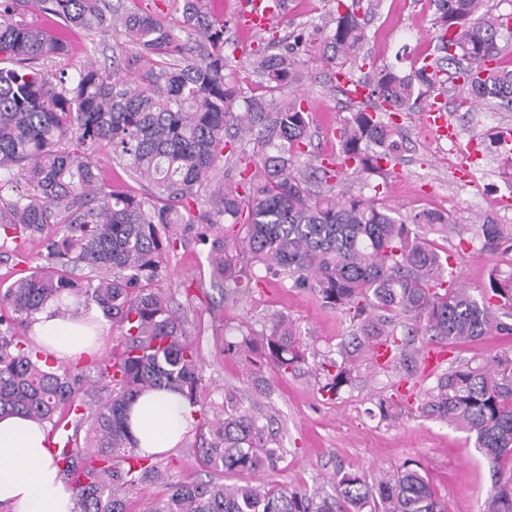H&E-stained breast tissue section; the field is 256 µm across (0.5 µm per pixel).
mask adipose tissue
<instances>
[{
    "label": "adipose tissue",
    "mask_w": 512,
    "mask_h": 512,
    "mask_svg": "<svg viewBox=\"0 0 512 512\" xmlns=\"http://www.w3.org/2000/svg\"><path fill=\"white\" fill-rule=\"evenodd\" d=\"M99 328L55 315L53 308L38 314L33 335L46 352L75 359L96 347ZM194 426L192 410L178 394L154 390L139 397L131 432L143 454L175 447ZM0 505L10 512H73L69 488L53 466L47 430L21 414L0 418Z\"/></svg>",
    "instance_id": "obj_1"
}]
</instances>
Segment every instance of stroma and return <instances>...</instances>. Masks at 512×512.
I'll list each match as a JSON object with an SVG mask.
<instances>
[{
	"label": "stroma",
	"instance_id": "35a3bbf8",
	"mask_svg": "<svg viewBox=\"0 0 512 512\" xmlns=\"http://www.w3.org/2000/svg\"><path fill=\"white\" fill-rule=\"evenodd\" d=\"M240 0H210V15L225 24L224 54L229 71L243 87L257 89L246 48L270 40L287 42L293 29L320 24L327 9L325 0H285L270 29L253 33L240 27ZM434 0H373L365 16L368 38L361 50L364 64L348 67L353 79L374 76L386 65L410 71L415 59L437 58ZM68 55L46 61L51 71L77 74L89 61L110 64L113 58L131 60L132 71L138 51L118 31L95 36L74 29L68 31ZM331 71L317 55L300 58L297 77L280 95L302 99L309 112L312 146L299 165L312 169L335 161L334 131L352 107L350 98L331 86ZM462 91L456 80H448L442 99L446 116L457 132L456 160L448 158V141L429 128L424 113L410 112L398 117L400 152L385 174H355L345 171L336 188L354 195L377 196L380 203L402 217L432 210L452 218L464 233L430 234L440 255L452 256L459 280L473 295H480L491 269L512 273V257L483 248L476 224L492 219L512 234V207L500 200L512 196V164L490 142L492 133L512 128V112L499 111L497 120L485 122L481 109L461 107ZM92 159L106 187L132 190L149 196L151 187L136 181L122 163L113 159L109 148L97 149ZM206 246L192 244L177 249L156 286L173 306L187 315L185 328L201 356L204 395L215 410H222L226 398L249 406L254 400L253 370L245 357L228 356L224 343L242 336L260 340L275 316L285 317L300 338L305 362L300 370L285 375L264 369L262 375L272 393L264 405L282 426L287 450L276 469L258 473L261 481L300 485L308 490L331 491L330 478L336 470L371 475L393 471L405 461L420 464L436 497L448 512H483L493 488L496 472L482 457L473 435L448 422L424 416L420 403L435 385L437 375L428 369L406 375L402 368L379 369L371 353H362L355 363V379L336 398L322 396L318 389V365L323 357L338 358L339 344L350 338L354 323L348 314L325 307L304 288L291 281L265 277L257 285L238 290H221L213 284L207 265ZM195 281L194 298H187L183 283ZM512 356V335L498 332L476 341L447 349V363L487 364L497 356ZM411 395L399 420L386 421L374 413L379 398L396 395L400 384ZM195 434L156 460L169 481H206L214 472L200 458Z\"/></svg>",
	"mask_w": 512,
	"mask_h": 512
}]
</instances>
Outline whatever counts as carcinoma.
Here are the masks:
<instances>
[{
    "label": "carcinoma",
    "instance_id": "carcinoma-1",
    "mask_svg": "<svg viewBox=\"0 0 512 512\" xmlns=\"http://www.w3.org/2000/svg\"><path fill=\"white\" fill-rule=\"evenodd\" d=\"M126 2L0 0V249L25 263L26 242L42 243L38 263L0 294V417L23 414L59 435L50 452L75 512H131L133 489L162 479L128 431L131 405L150 390L177 392L193 408L200 456L216 472L272 470L286 453L272 419L258 411L230 404L224 417L209 418L185 316L153 288L181 246L210 243V276L223 285L250 287L248 272L260 266L332 309L353 312L357 331L341 344L342 361L326 357L319 366L320 391L330 399L353 382V357L365 347L390 350L383 368L417 363L397 337L401 316L412 321L407 334L419 326L439 344L494 330L512 334L498 316L512 306V274L493 270L479 298L448 284V261L422 236L448 232L447 216L426 210L403 219L376 199L336 194L330 180L337 171L325 167V188L314 191L296 168L311 144L307 111L277 94L302 51L332 70L359 55L367 40L361 0H327L329 22L283 48L271 42L252 51L259 95L226 73L224 24L211 19L206 0H165L166 14ZM435 2L444 52L436 70L425 62L409 73L386 65L365 84L373 105L358 107L338 128L340 168L382 172L398 151L392 115L416 111L440 72L454 70L470 104L512 110V69L498 63L512 12L495 13L487 0ZM31 7L66 28L119 26L148 64L132 86L115 66L91 63L72 77L49 71L43 61L67 54L70 43L27 20ZM245 136L249 150L241 146ZM102 143L151 185L150 197L105 190L90 153ZM222 157L244 163L239 180L213 189L201 221L185 218ZM219 224L229 234L210 237ZM478 236L492 250L507 239L489 218ZM49 305L73 318L98 310L117 327L112 361L83 354L57 365L14 334ZM250 344L256 374L267 365L286 374L305 361L283 317L272 319L260 343L226 340L224 352ZM92 367L99 373L93 388ZM377 408L394 420L403 406L382 398ZM421 412L474 435L482 456L500 466L512 458V357L495 359L492 369L469 362L450 368ZM332 482L333 494L249 480L171 483L150 512H445L411 462L373 479L339 470ZM487 512H512V474L496 481Z\"/></svg>",
    "mask_w": 512,
    "mask_h": 512
}]
</instances>
